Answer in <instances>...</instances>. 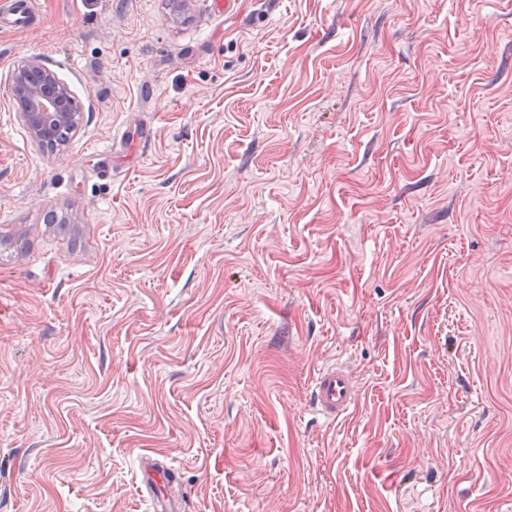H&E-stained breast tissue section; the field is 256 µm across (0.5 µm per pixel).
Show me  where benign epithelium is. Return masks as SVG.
Wrapping results in <instances>:
<instances>
[{"mask_svg":"<svg viewBox=\"0 0 512 512\" xmlns=\"http://www.w3.org/2000/svg\"><path fill=\"white\" fill-rule=\"evenodd\" d=\"M8 93L30 138L38 144L54 140L65 128L75 132L80 126L81 113L72 105L67 85L37 59L16 67Z\"/></svg>","mask_w":512,"mask_h":512,"instance_id":"1","label":"benign epithelium"}]
</instances>
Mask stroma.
Instances as JSON below:
<instances>
[{"mask_svg":"<svg viewBox=\"0 0 512 512\" xmlns=\"http://www.w3.org/2000/svg\"><path fill=\"white\" fill-rule=\"evenodd\" d=\"M37 8L0 27V512H156L146 452L182 512H512V0ZM8 93L35 143H49L64 128L75 133L80 126L81 113L74 107L67 85L38 59L16 67ZM62 101L69 104L66 109ZM315 407L330 422L346 417L357 402V385L343 365L329 364L320 367L312 381ZM141 469L146 489L153 494L159 491L160 494L163 493L164 495L163 491L173 480V476L161 459L145 454L141 457Z\"/></svg>","mask_w":512,"mask_h":512,"instance_id":"obj_1","label":"stroma"}]
</instances>
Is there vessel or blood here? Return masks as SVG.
Returning a JSON list of instances; mask_svg holds the SVG:
<instances>
[{
    "label": "vessel or blood",
    "mask_w": 512,
    "mask_h": 512,
    "mask_svg": "<svg viewBox=\"0 0 512 512\" xmlns=\"http://www.w3.org/2000/svg\"><path fill=\"white\" fill-rule=\"evenodd\" d=\"M0 14L6 15L12 27L28 30L39 26L43 18L36 14L31 0H0ZM314 404L328 422L346 417L357 402V385L343 365L320 367L312 381ZM143 483L149 492L164 491L172 481L171 471L160 458L146 454L141 458Z\"/></svg>",
    "instance_id": "b4317fda"
}]
</instances>
